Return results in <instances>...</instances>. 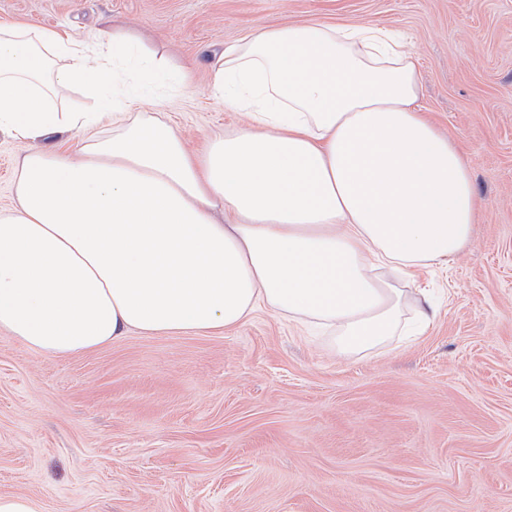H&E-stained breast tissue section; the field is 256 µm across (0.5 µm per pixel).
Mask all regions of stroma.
<instances>
[{"label": "stroma", "instance_id": "stroma-1", "mask_svg": "<svg viewBox=\"0 0 512 512\" xmlns=\"http://www.w3.org/2000/svg\"><path fill=\"white\" fill-rule=\"evenodd\" d=\"M0 19L82 40L116 21L159 46L190 77L157 109L193 151L249 122L211 93L246 34L398 29L477 196L451 267L414 275L427 330L364 357L265 308L65 358L0 333V493L42 512H512V0H0ZM37 147L0 133V212Z\"/></svg>", "mask_w": 512, "mask_h": 512}]
</instances>
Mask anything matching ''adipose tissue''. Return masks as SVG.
<instances>
[{
	"mask_svg": "<svg viewBox=\"0 0 512 512\" xmlns=\"http://www.w3.org/2000/svg\"><path fill=\"white\" fill-rule=\"evenodd\" d=\"M184 79L121 25L80 41L0 20V131L82 137L77 154L18 164L0 213V331L65 357L130 331L231 329L265 306L360 357L434 316L408 281L467 245L476 194L421 115L406 42L320 21L251 34L212 86L251 123L197 155L154 109L159 83ZM75 87L87 104L68 105Z\"/></svg>",
	"mask_w": 512,
	"mask_h": 512,
	"instance_id": "ef3b65f1",
	"label": "adipose tissue"
}]
</instances>
